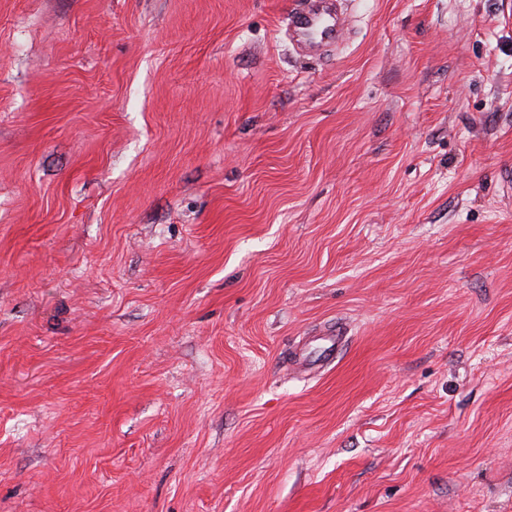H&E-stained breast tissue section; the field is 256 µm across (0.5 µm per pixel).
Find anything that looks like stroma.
I'll use <instances>...</instances> for the list:
<instances>
[{
  "label": "stroma",
  "mask_w": 512,
  "mask_h": 512,
  "mask_svg": "<svg viewBox=\"0 0 512 512\" xmlns=\"http://www.w3.org/2000/svg\"><path fill=\"white\" fill-rule=\"evenodd\" d=\"M294 2L0 0V512H512V0ZM338 4V0H305L290 9L289 26L307 44L309 51H318L327 44L340 41L345 20L338 11ZM309 32L317 34L319 40H309ZM323 340L325 345L317 357L309 358V354L304 353L299 358L297 353L294 362L304 369H319L335 362L339 357L343 343L346 341V336H340L337 333L336 336H328Z\"/></svg>",
  "instance_id": "obj_1"
}]
</instances>
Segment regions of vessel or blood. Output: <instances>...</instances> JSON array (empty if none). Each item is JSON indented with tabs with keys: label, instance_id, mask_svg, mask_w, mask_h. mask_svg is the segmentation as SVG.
I'll list each match as a JSON object with an SVG mask.
<instances>
[{
	"label": "vessel or blood",
	"instance_id": "vessel-or-blood-1",
	"mask_svg": "<svg viewBox=\"0 0 512 512\" xmlns=\"http://www.w3.org/2000/svg\"><path fill=\"white\" fill-rule=\"evenodd\" d=\"M289 26L299 37L315 34V41H309V50L316 51L322 46L337 41L345 30V20L337 8L336 0H298L288 13ZM343 336H329L317 357L301 356L296 363L304 369H318L335 362L343 347Z\"/></svg>",
	"mask_w": 512,
	"mask_h": 512
}]
</instances>
